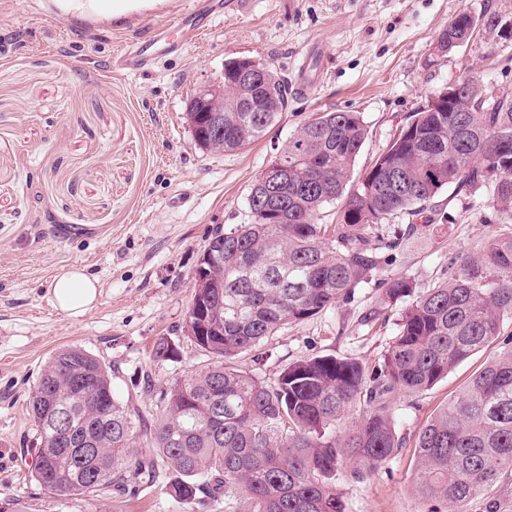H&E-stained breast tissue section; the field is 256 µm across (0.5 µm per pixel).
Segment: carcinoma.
I'll return each instance as SVG.
<instances>
[{
    "mask_svg": "<svg viewBox=\"0 0 512 512\" xmlns=\"http://www.w3.org/2000/svg\"><path fill=\"white\" fill-rule=\"evenodd\" d=\"M471 15L448 22L429 62L447 57L468 36ZM245 59L224 63V130L200 112L188 117L206 149H243L264 137L288 108V82L267 67L270 90L244 76ZM451 109L411 113L374 165L347 188L367 129L359 112H321L280 152L299 171L288 178L277 211L248 204L251 223L234 224L211 242L209 287L194 288L186 332L208 357L159 391L151 423L141 422L112 389V368L68 347L44 364L30 394L37 436L33 477L57 496L120 494L148 483L162 462L173 471L169 494L191 512L202 497L224 496V512H344L333 477L342 462L359 480L402 447L380 405L395 391L420 394L446 379L500 335L512 316V238L494 240L464 259L452 278L424 291L394 277L385 300L401 302L399 333L371 374L334 356L301 360L268 384L236 360L289 322L303 321L351 295L381 264L367 231L394 218H424L426 203L450 184L484 188L490 207L512 223V92L501 98L472 77ZM344 199L337 222L320 210ZM288 223H278V213ZM154 358L175 361L168 341ZM91 382L98 397L84 395ZM70 406L69 430H57L59 400ZM357 401L360 424L344 436L336 424ZM155 454L141 452V441ZM94 453H84L85 447ZM417 490L451 512L512 470V351L470 377L463 391L420 430L414 445Z\"/></svg>",
    "mask_w": 512,
    "mask_h": 512,
    "instance_id": "obj_1",
    "label": "carcinoma"
}]
</instances>
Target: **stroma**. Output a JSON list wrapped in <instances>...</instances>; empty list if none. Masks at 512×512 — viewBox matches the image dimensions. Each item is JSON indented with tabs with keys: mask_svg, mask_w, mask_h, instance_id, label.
Returning <instances> with one entry per match:
<instances>
[{
	"mask_svg": "<svg viewBox=\"0 0 512 512\" xmlns=\"http://www.w3.org/2000/svg\"><path fill=\"white\" fill-rule=\"evenodd\" d=\"M198 45L143 75L113 73L112 56L168 19L182 0H145L143 9L105 20L64 15L54 0H0V512H181L168 493L172 472L152 484L91 501L58 497L32 478L36 460L29 393L47 358L77 345L112 368V387L151 419L158 390L205 358L185 332L191 276L209 238L249 223L247 198L295 130L328 111L361 113L367 139L353 169L361 176L406 118L448 83L472 76L512 88V0H227ZM496 18L447 60L429 54L451 18ZM323 58L312 91L291 92L280 122L232 152L201 149L185 120L190 99L222 77L225 60L270 64L295 80L308 45ZM432 223L411 232L396 218L371 230L372 245L399 236L378 272L346 300L283 325L238 367L268 383L288 365L336 356L377 368L398 333L401 307L383 299L392 277L418 289L454 274L460 260L512 236L485 189L444 188L427 205ZM80 266L100 295L72 317L52 303L61 268ZM179 345L177 361L153 356L159 340ZM512 350V319L448 378L419 394L388 397L403 442L356 480L336 469L345 512H448L414 488V443L435 411L469 377ZM153 390L145 392L144 379Z\"/></svg>",
	"mask_w": 512,
	"mask_h": 512,
	"instance_id": "35a3bbf8",
	"label": "stroma"
}]
</instances>
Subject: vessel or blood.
<instances>
[{
  "mask_svg": "<svg viewBox=\"0 0 512 512\" xmlns=\"http://www.w3.org/2000/svg\"><path fill=\"white\" fill-rule=\"evenodd\" d=\"M223 13L224 0H184L173 20L113 54V71L143 74L153 70L200 40Z\"/></svg>",
  "mask_w": 512,
  "mask_h": 512,
  "instance_id": "1",
  "label": "vessel or blood"
}]
</instances>
